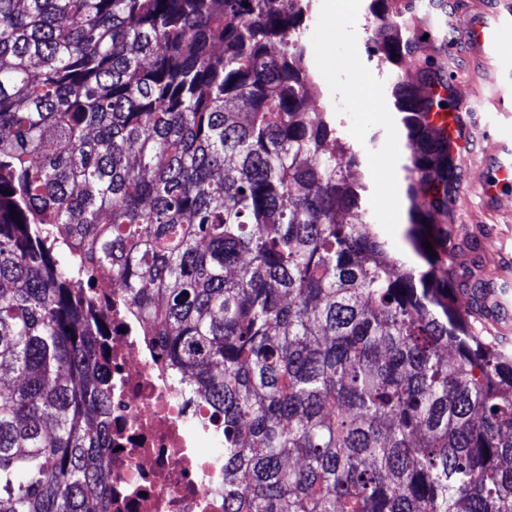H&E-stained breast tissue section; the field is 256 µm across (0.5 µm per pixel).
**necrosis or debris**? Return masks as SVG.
<instances>
[{
  "mask_svg": "<svg viewBox=\"0 0 512 512\" xmlns=\"http://www.w3.org/2000/svg\"><path fill=\"white\" fill-rule=\"evenodd\" d=\"M109 327L112 444L110 512H224V457L201 421L207 406L161 370L130 329L119 286L91 289Z\"/></svg>",
  "mask_w": 512,
  "mask_h": 512,
  "instance_id": "4bbe7bcc",
  "label": "necrosis or debris"
}]
</instances>
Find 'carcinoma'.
<instances>
[{"mask_svg":"<svg viewBox=\"0 0 512 512\" xmlns=\"http://www.w3.org/2000/svg\"><path fill=\"white\" fill-rule=\"evenodd\" d=\"M308 9L0 0V512H109L103 268L224 419V512H512V353L458 302L442 77L392 88L401 252L307 108ZM368 13L381 62L418 52L396 0Z\"/></svg>","mask_w":512,"mask_h":512,"instance_id":"carcinoma-1","label":"carcinoma"}]
</instances>
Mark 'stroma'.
I'll return each instance as SVG.
<instances>
[{"instance_id": "obj_1", "label": "stroma", "mask_w": 512, "mask_h": 512, "mask_svg": "<svg viewBox=\"0 0 512 512\" xmlns=\"http://www.w3.org/2000/svg\"><path fill=\"white\" fill-rule=\"evenodd\" d=\"M408 16L413 25L445 33L435 56L445 68L448 97L455 105L449 127L448 248L455 255L458 282L471 286L499 265L512 264V184L501 186L491 177L498 161L512 159V147L504 150L488 139L471 144V152L463 150L475 127L490 123L512 132V0H447L445 13L409 10ZM481 19L497 20L506 34L503 52L490 60L471 51L464 38ZM305 26L308 68L318 87L310 105L341 121V135L358 152L370 184L369 212L393 244H400L409 205L394 203L382 184L394 157L408 155L409 146L405 131L382 115L394 109L395 82H418L417 60L406 58L399 68L370 62L368 13L351 9L349 0H338L331 14L312 0Z\"/></svg>"}]
</instances>
